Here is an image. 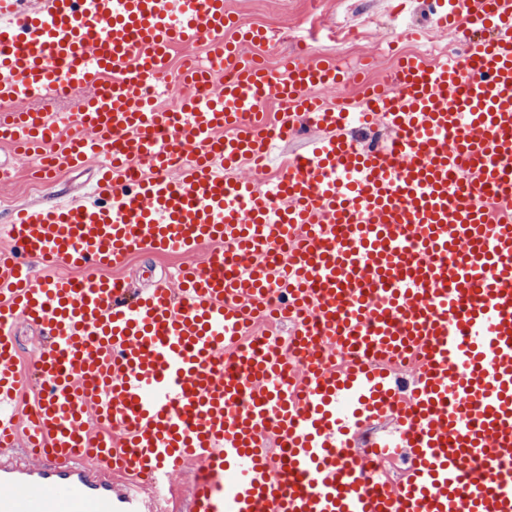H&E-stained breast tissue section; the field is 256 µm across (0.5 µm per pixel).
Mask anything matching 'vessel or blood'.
Wrapping results in <instances>:
<instances>
[{
	"label": "vessel or blood",
	"instance_id": "b4317fda",
	"mask_svg": "<svg viewBox=\"0 0 512 512\" xmlns=\"http://www.w3.org/2000/svg\"><path fill=\"white\" fill-rule=\"evenodd\" d=\"M434 14L462 54L400 55L393 86L329 105L314 89L348 74L268 68L244 50L265 31L226 0H0V144L48 176L103 170L88 198L18 209L0 249V512H144L145 482L190 466L191 512H512V0ZM202 40L209 68L170 76L171 49ZM153 83L184 88L177 109ZM300 120L319 133L302 158L231 178ZM376 121L388 141L350 136ZM203 247L172 284L102 274ZM276 290L303 365L255 331ZM20 318L44 338L26 377ZM399 457L394 482L375 462Z\"/></svg>",
	"mask_w": 512,
	"mask_h": 512
}]
</instances>
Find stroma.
<instances>
[{
  "mask_svg": "<svg viewBox=\"0 0 512 512\" xmlns=\"http://www.w3.org/2000/svg\"><path fill=\"white\" fill-rule=\"evenodd\" d=\"M395 1L227 0V5L245 25L266 29L268 39L254 46V53L276 62L301 52L315 59H333L344 67L360 64L366 78L384 82L391 74L389 43L397 40L406 50L416 48L409 31L426 30L429 40L442 48L460 41L456 33L435 27L430 0H403L399 11L394 8ZM98 169V160H89L84 168L61 174L31 196L23 190L31 180L27 163L12 160L8 148L0 146V245L8 241L11 210L22 204H47L58 195L79 197ZM206 255L203 249L189 256L137 252L123 266L107 269L106 275L143 289L181 264H202Z\"/></svg>",
  "mask_w": 512,
  "mask_h": 512,
  "instance_id": "35a3bbf8",
  "label": "stroma"
}]
</instances>
